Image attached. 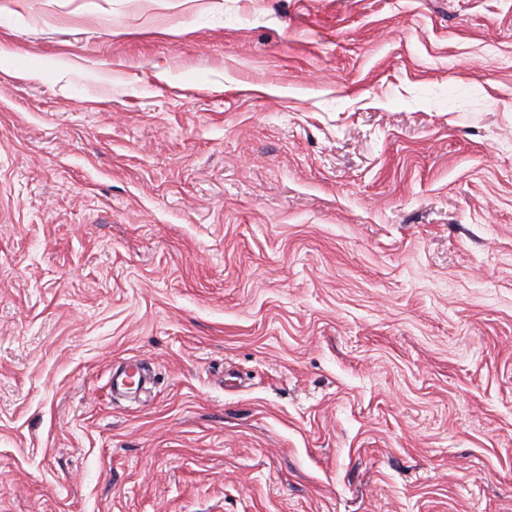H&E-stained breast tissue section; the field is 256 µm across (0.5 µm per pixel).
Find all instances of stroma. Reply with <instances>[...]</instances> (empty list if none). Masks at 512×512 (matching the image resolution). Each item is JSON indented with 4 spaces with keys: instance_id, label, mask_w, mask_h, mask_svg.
Instances as JSON below:
<instances>
[{
    "instance_id": "stroma-1",
    "label": "stroma",
    "mask_w": 512,
    "mask_h": 512,
    "mask_svg": "<svg viewBox=\"0 0 512 512\" xmlns=\"http://www.w3.org/2000/svg\"><path fill=\"white\" fill-rule=\"evenodd\" d=\"M0 512H512V0H0ZM154 375L150 366L142 360H128L112 370V395L115 393L139 396L149 392L147 384H153Z\"/></svg>"
}]
</instances>
